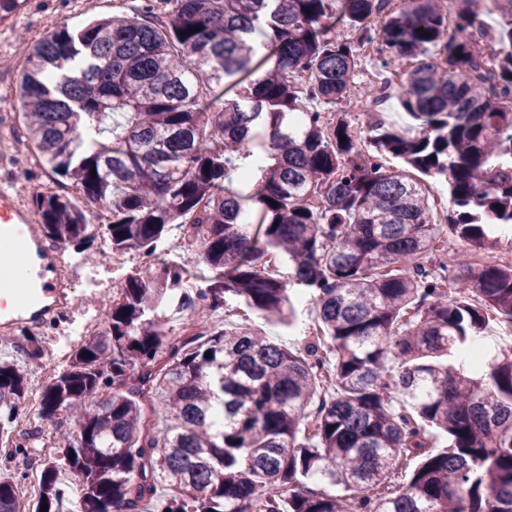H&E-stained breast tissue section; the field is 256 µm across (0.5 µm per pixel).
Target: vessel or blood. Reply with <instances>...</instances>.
<instances>
[{"label": "vessel or blood", "mask_w": 512, "mask_h": 512, "mask_svg": "<svg viewBox=\"0 0 512 512\" xmlns=\"http://www.w3.org/2000/svg\"><path fill=\"white\" fill-rule=\"evenodd\" d=\"M0 234L21 237L22 258L34 273L29 300H20L13 289H0V326L21 327L53 318L63 303L62 258L34 232L28 211L5 188L0 189Z\"/></svg>", "instance_id": "b4317fda"}]
</instances>
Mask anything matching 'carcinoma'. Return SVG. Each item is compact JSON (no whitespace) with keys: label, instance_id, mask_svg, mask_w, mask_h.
I'll list each match as a JSON object with an SVG mask.
<instances>
[{"label":"carcinoma","instance_id":"cac0c4a2","mask_svg":"<svg viewBox=\"0 0 512 512\" xmlns=\"http://www.w3.org/2000/svg\"><path fill=\"white\" fill-rule=\"evenodd\" d=\"M456 2L450 32L440 0H148L141 16L64 26L28 48L27 138L86 204L108 207L112 250L147 260L176 225L209 272L193 294L176 265L129 274L101 333L67 347L37 415L68 413L77 434L37 461L32 512H512V349L455 366L488 313L512 323V267L464 262L446 299L421 264L444 228L423 184L382 162L444 179L448 228L477 252L512 226V10L487 34L482 0ZM366 45L381 69L416 61L398 89L409 134L368 112L361 139L304 104L349 94ZM259 137L273 163L245 174L242 196L232 177ZM31 206L57 246L95 240L72 197ZM271 252L290 281L264 271ZM293 289L322 331L300 351L248 328L180 344L163 331L231 300L291 323ZM328 357L335 393L320 399ZM27 395L23 367L0 362V444L25 462L42 430L14 441L4 423ZM155 397L163 426L150 429ZM432 429L448 440L436 452ZM67 472L81 480L75 510ZM18 501V478L1 471L0 512Z\"/></svg>","mask_w":512,"mask_h":512}]
</instances>
